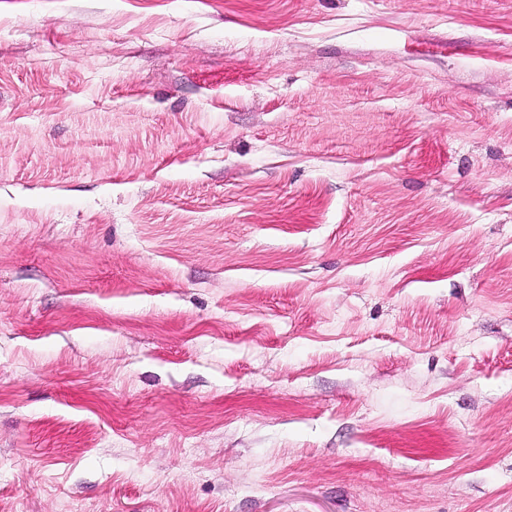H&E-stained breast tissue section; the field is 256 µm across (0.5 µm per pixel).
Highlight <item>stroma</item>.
<instances>
[{"instance_id": "1", "label": "stroma", "mask_w": 512, "mask_h": 512, "mask_svg": "<svg viewBox=\"0 0 512 512\" xmlns=\"http://www.w3.org/2000/svg\"><path fill=\"white\" fill-rule=\"evenodd\" d=\"M0 512H512V0H0Z\"/></svg>"}]
</instances>
